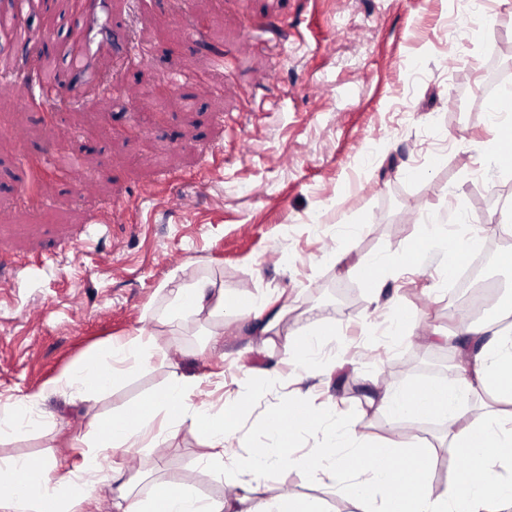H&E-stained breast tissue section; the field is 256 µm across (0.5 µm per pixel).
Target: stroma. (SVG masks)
Segmentation results:
<instances>
[{
    "label": "stroma",
    "mask_w": 512,
    "mask_h": 512,
    "mask_svg": "<svg viewBox=\"0 0 512 512\" xmlns=\"http://www.w3.org/2000/svg\"><path fill=\"white\" fill-rule=\"evenodd\" d=\"M98 50L79 87L40 108L0 100V240L19 260L0 276V404L29 400L28 432L0 437V459L46 460L56 473L83 462V437L99 415L129 412L161 392L172 372L202 378L193 404L212 411L239 398L231 442L248 457L278 444L269 413L302 408L315 424L295 454L336 431L432 448L451 463L448 423L434 414L396 420L368 398L417 378H445L460 360L436 333L457 327L469 293L448 277L449 243L471 224H495L512 203V169L496 160L493 100L512 95V4L504 0H105ZM224 56L214 68L212 52ZM206 73L215 96H199ZM106 84L88 95L87 81ZM166 83V119L155 125L128 89ZM138 122L140 140L109 128ZM25 133L16 141L9 128ZM82 162L95 184L77 195L49 175L38 209L18 202L37 160ZM187 198L184 208L170 197ZM124 224L105 226L113 203ZM422 246V271L401 255ZM385 262L374 289L362 274ZM209 278L242 305L268 296L287 315L264 334L254 319H163L159 285ZM474 316L512 304V268L492 266ZM402 315L404 336L392 321ZM332 319L304 367L284 345L310 317ZM151 336L163 351L112 390L84 401L63 378L107 343ZM204 439L181 425L163 448H131L114 467L140 497L192 473L218 499L238 492L232 469L203 467ZM274 499L314 497L326 512H361L348 494L279 466L263 476Z\"/></svg>",
    "instance_id": "stroma-1"
}]
</instances>
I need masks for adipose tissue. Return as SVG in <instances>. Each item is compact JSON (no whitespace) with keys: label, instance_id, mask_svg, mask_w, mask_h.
<instances>
[{"label":"adipose tissue","instance_id":"obj_1","mask_svg":"<svg viewBox=\"0 0 512 512\" xmlns=\"http://www.w3.org/2000/svg\"><path fill=\"white\" fill-rule=\"evenodd\" d=\"M167 299V322L201 314L223 315L224 292L210 280L195 278L173 288L160 285ZM500 314L478 323L463 322L455 332L456 352L461 366L448 379L438 382V399L432 407L448 421V451L461 458L462 465L442 492H435L431 473L436 453L430 448H400L392 441L383 446L361 443L351 449L357 481L344 485L346 464L336 455V434L327 432L322 447L296 456L290 441L310 428L314 418L306 413L290 417L281 426L280 415L268 418V426L280 440L277 447L264 449L252 457H240L229 441L238 419V404L220 413L191 403L201 379L173 373L163 394L142 397L130 413L96 418L93 450L86 455L77 475L54 476L42 459L0 460V512H77L88 501L93 488L103 479L109 453L138 446L156 448L172 438L179 425L188 423L204 433L209 448L206 462L223 466L231 462L245 474L240 491L231 498L203 500L196 497L187 478L167 480L158 485L149 500L141 502L132 481L123 480L113 470L117 486L112 498L115 512H323L314 498L301 497L273 505L261 477L268 469L285 464L303 472L309 480H328L344 486L347 494L359 499L379 498L374 512H512V480L501 471L512 469V426H506L500 402L512 403V326L500 324ZM150 341L137 337L108 346L88 359L66 382L85 400L93 401L109 390L128 369L151 353ZM487 394L482 412L473 422H465L470 397Z\"/></svg>","mask_w":512,"mask_h":512}]
</instances>
